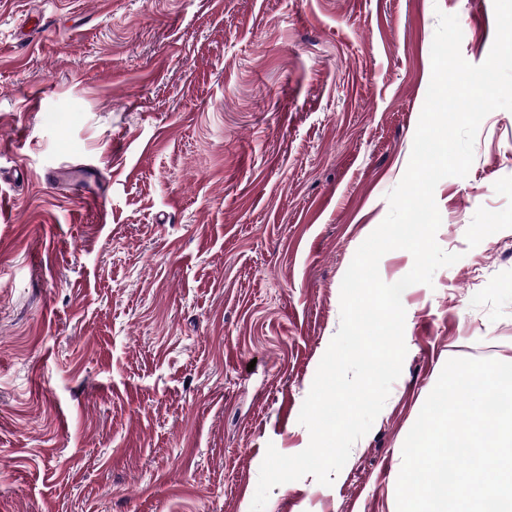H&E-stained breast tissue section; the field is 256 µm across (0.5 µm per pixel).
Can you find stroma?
Here are the masks:
<instances>
[{
    "instance_id": "35a3bbf8",
    "label": "stroma",
    "mask_w": 512,
    "mask_h": 512,
    "mask_svg": "<svg viewBox=\"0 0 512 512\" xmlns=\"http://www.w3.org/2000/svg\"><path fill=\"white\" fill-rule=\"evenodd\" d=\"M441 12L485 61L494 0H0V512H250L267 447L309 444ZM63 162L95 183H47ZM434 197L460 259L404 290L382 411L332 485L274 487L265 512H397L445 363H512V111Z\"/></svg>"
}]
</instances>
